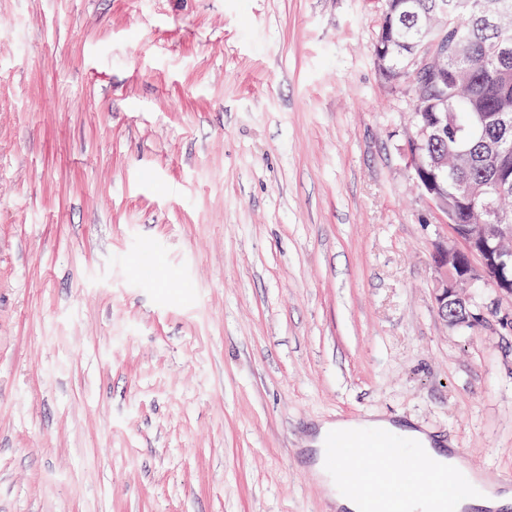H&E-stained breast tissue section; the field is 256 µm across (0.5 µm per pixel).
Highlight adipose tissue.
I'll list each match as a JSON object with an SVG mask.
<instances>
[{"label": "adipose tissue", "mask_w": 512, "mask_h": 512, "mask_svg": "<svg viewBox=\"0 0 512 512\" xmlns=\"http://www.w3.org/2000/svg\"><path fill=\"white\" fill-rule=\"evenodd\" d=\"M350 425L362 431H374L380 428L388 429L405 441L409 447L431 454L439 465L447 464L460 472L465 469V465L460 457L445 455L440 438L430 436L411 424L393 422L378 417L357 420L351 424L344 420L322 424L311 439L314 468L329 488L337 512H363L360 494L345 489L340 480L332 476L330 471L324 466L325 449L330 438L335 432Z\"/></svg>", "instance_id": "adipose-tissue-1"}]
</instances>
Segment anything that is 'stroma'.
Returning a JSON list of instances; mask_svg holds the SVG:
<instances>
[{
	"label": "stroma",
	"mask_w": 512,
	"mask_h": 512,
	"mask_svg": "<svg viewBox=\"0 0 512 512\" xmlns=\"http://www.w3.org/2000/svg\"><path fill=\"white\" fill-rule=\"evenodd\" d=\"M383 0H0V512H333L325 420L512 474V302L447 328Z\"/></svg>",
	"instance_id": "stroma-1"
}]
</instances>
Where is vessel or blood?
<instances>
[{
	"instance_id": "b4317fda",
	"label": "vessel or blood",
	"mask_w": 512,
	"mask_h": 512,
	"mask_svg": "<svg viewBox=\"0 0 512 512\" xmlns=\"http://www.w3.org/2000/svg\"><path fill=\"white\" fill-rule=\"evenodd\" d=\"M404 453L386 430L365 433L348 428L334 435L328 447L330 464L347 482L368 489L366 512H409L408 503L416 496L431 501V512H456L457 499L468 493V485L426 461L418 465L414 483H407L400 462Z\"/></svg>"
}]
</instances>
